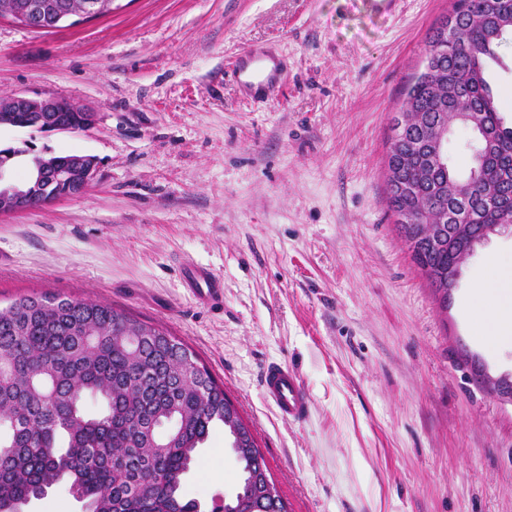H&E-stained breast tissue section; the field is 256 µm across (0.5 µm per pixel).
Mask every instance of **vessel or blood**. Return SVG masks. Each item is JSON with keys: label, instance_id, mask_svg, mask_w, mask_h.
I'll return each mask as SVG.
<instances>
[{"label": "vessel or blood", "instance_id": "b4317fda", "mask_svg": "<svg viewBox=\"0 0 512 512\" xmlns=\"http://www.w3.org/2000/svg\"><path fill=\"white\" fill-rule=\"evenodd\" d=\"M284 65L271 52L251 48L235 60L232 77L244 93L256 96L281 86ZM185 286L193 300L212 307L224 301V285L208 268L191 265L185 269ZM265 399L280 417L292 422L304 421L310 412L311 398L299 375L287 365L270 363L262 371Z\"/></svg>", "mask_w": 512, "mask_h": 512}]
</instances>
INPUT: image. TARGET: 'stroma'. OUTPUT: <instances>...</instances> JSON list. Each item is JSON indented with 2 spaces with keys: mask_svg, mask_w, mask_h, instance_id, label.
Masks as SVG:
<instances>
[{
  "mask_svg": "<svg viewBox=\"0 0 512 512\" xmlns=\"http://www.w3.org/2000/svg\"><path fill=\"white\" fill-rule=\"evenodd\" d=\"M453 0H112L37 32L0 16V93L89 107L85 131L0 128V147L97 161L78 197L0 216V306L56 295L114 306L193 350L249 423L289 512H512V339L471 305L512 303V234L490 236L441 301L386 190L390 117ZM255 45L288 65L272 99L225 71ZM487 79L512 126V39ZM498 257L490 268V257ZM224 282L203 307L186 264ZM479 356L487 380L470 363ZM311 396L282 419L269 362ZM183 483L212 512L239 478L223 428ZM490 283L479 284L472 294V304L485 310L486 321L483 330L486 336L508 337L512 334V306L502 305L493 297ZM264 398L280 417L292 422L304 421L310 412L311 398L299 375L288 365L269 363L262 371Z\"/></svg>",
  "mask_w": 512,
  "mask_h": 512,
  "instance_id": "stroma-1",
  "label": "stroma"
}]
</instances>
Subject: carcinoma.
Instances as JSON below:
<instances>
[{
    "label": "carcinoma",
    "instance_id": "cac0c4a2",
    "mask_svg": "<svg viewBox=\"0 0 512 512\" xmlns=\"http://www.w3.org/2000/svg\"><path fill=\"white\" fill-rule=\"evenodd\" d=\"M35 0H0V14L17 17ZM71 11L86 3L96 16L112 0H54ZM512 0H455L448 18L430 35L425 57L434 73H419L399 108L417 113L427 138L454 111V101L482 113L484 136L471 132L472 157L490 153L482 176L435 168L430 146H390L387 166L398 164L400 183L387 180L413 260L448 305L437 283L448 279L456 251L448 230L436 241L423 237L425 221L448 208V185L472 181V212L463 220L471 232L512 216V127L503 118L486 79L494 46L512 27ZM458 29L460 42L448 31ZM58 123L78 129L81 113L66 98ZM9 370L0 378V512H19L68 479L89 512H200L182 495L184 476L198 448L216 425L224 427L241 465L237 489L224 512L244 502L252 512H288L262 477L270 476L250 427L209 370L167 330L98 302L60 296H24L0 308V358ZM104 403L85 413L86 396Z\"/></svg>",
    "mask_w": 512,
    "mask_h": 512
}]
</instances>
